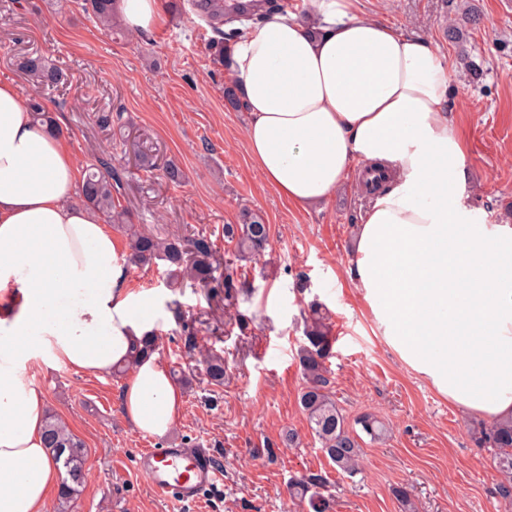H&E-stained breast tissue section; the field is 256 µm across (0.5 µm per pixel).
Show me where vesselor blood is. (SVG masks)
<instances>
[{
    "label": "vessel or blood",
    "instance_id": "obj_1",
    "mask_svg": "<svg viewBox=\"0 0 512 512\" xmlns=\"http://www.w3.org/2000/svg\"><path fill=\"white\" fill-rule=\"evenodd\" d=\"M153 492L162 498L193 505L224 481V471L207 448L181 444L145 448L135 459Z\"/></svg>",
    "mask_w": 512,
    "mask_h": 512
}]
</instances>
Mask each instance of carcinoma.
Here are the masks:
<instances>
[{"label":"carcinoma","mask_w":512,"mask_h":512,"mask_svg":"<svg viewBox=\"0 0 512 512\" xmlns=\"http://www.w3.org/2000/svg\"><path fill=\"white\" fill-rule=\"evenodd\" d=\"M86 6L98 22L106 29L116 24L114 0H85ZM200 15L209 22L216 38L209 43L208 50L213 59L224 63V0H195ZM19 69L37 89L54 87L61 83L63 75L55 64L41 55H29L19 62ZM28 106L33 120L39 125L54 130L56 121L37 98L29 99ZM96 162L87 166L81 183L80 194L90 209L102 214L112 226L123 230L129 237V260L140 265L163 262L167 266V286L172 288L188 280L203 288L224 289V300L237 297L242 282L232 273L224 274V280L214 276L216 249L214 241L204 232L189 235L161 236L141 230L130 220L127 211L117 209L116 199L123 186L124 174L112 165V159L95 156ZM224 238L233 245L240 257L259 258L270 243V225L264 218L243 209L240 222L224 225ZM158 334L153 329L135 341L127 359L117 365L112 373L134 370L143 358L157 350ZM333 338L325 318L317 307L310 309L306 318L303 341L299 346L298 359L305 387L300 396V406L306 416L311 432L318 439L321 450L336 466V470L353 476L358 473L362 455L361 436L364 432L373 441L385 438L386 428L374 415L359 416L356 430L347 423V418L332 398L331 380L327 362L331 358ZM208 381L215 386L224 385V355L213 349L206 350L203 357ZM45 442L54 453L61 475V504L72 502L83 485L85 473L83 463L88 455L84 442L59 418L48 415L45 425ZM477 447L489 451L494 468L502 477L499 494L512 499V418L480 424L473 433ZM326 481L319 475L302 476L289 485L290 494L306 504L308 512H327L328 497Z\"/></svg>","instance_id":"1"}]
</instances>
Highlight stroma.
<instances>
[{
    "label": "stroma",
    "instance_id": "stroma-1",
    "mask_svg": "<svg viewBox=\"0 0 512 512\" xmlns=\"http://www.w3.org/2000/svg\"><path fill=\"white\" fill-rule=\"evenodd\" d=\"M84 0H0V80L21 97L32 86L19 59L39 53L66 81L45 92V104L80 165L100 146L126 172L119 203L152 232L211 234L225 261L247 283L232 307L201 287L171 288L162 268L124 264L130 291L145 301L161 335L157 353L168 371L191 376L167 436L138 432L121 408L123 379L38 358L29 378L48 412L86 445V478L72 512H175L158 499L132 460L138 449L183 440L211 449L224 484L182 512H303L288 493L291 479L318 474L330 490L329 512H403L393 490L406 485L417 512H512L498 493L490 456L471 440L476 418L449 405L375 336L369 313L348 278L349 247L369 205L356 175L325 204L302 209L266 184L248 153L245 111L224 105L226 70L206 44L213 31L191 0H165L153 30L117 36L101 29ZM477 10L462 43L448 39L460 13ZM363 14L429 37L453 73L448 108L467 143V206L475 224L512 225V0H361ZM102 112L122 113L118 129L99 127ZM176 164L181 183L147 177L139 154ZM271 228L260 261L237 257L224 227L242 208ZM319 301L336 338L328 361L331 387L347 419L374 414L384 442H364L360 470L337 472L313 437L299 398L297 357L302 310ZM193 320L197 350L184 345L180 318ZM224 354V384L202 371L200 351ZM295 430L301 445L280 443Z\"/></svg>",
    "mask_w": 512,
    "mask_h": 512
}]
</instances>
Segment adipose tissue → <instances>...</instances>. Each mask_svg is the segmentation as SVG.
Returning <instances> with one entry per match:
<instances>
[{
	"label": "adipose tissue",
	"mask_w": 512,
	"mask_h": 512,
	"mask_svg": "<svg viewBox=\"0 0 512 512\" xmlns=\"http://www.w3.org/2000/svg\"><path fill=\"white\" fill-rule=\"evenodd\" d=\"M313 2V27L264 10L232 42L248 151L300 207L330 197L356 163L392 171L362 217L349 278L386 345L449 404L511 418L512 225L469 221L448 60L429 38L361 15L360 0ZM118 8L135 33L164 18L163 0ZM81 180L65 143L0 82V512H46L59 489L29 363L108 372L151 328L111 229L74 200ZM121 399L137 431L162 437L182 392L152 356Z\"/></svg>",
	"instance_id": "1"
}]
</instances>
